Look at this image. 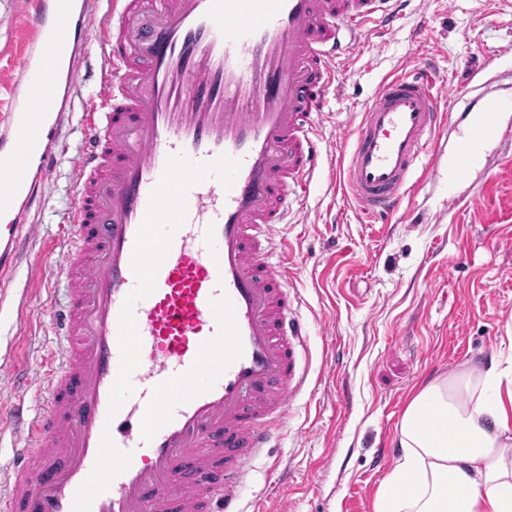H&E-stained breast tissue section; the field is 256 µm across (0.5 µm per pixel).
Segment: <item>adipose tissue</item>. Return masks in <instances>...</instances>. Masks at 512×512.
Returning <instances> with one entry per match:
<instances>
[{"mask_svg":"<svg viewBox=\"0 0 512 512\" xmlns=\"http://www.w3.org/2000/svg\"><path fill=\"white\" fill-rule=\"evenodd\" d=\"M398 443L374 512H512V370L430 380L404 410Z\"/></svg>","mask_w":512,"mask_h":512,"instance_id":"obj_1","label":"adipose tissue"}]
</instances>
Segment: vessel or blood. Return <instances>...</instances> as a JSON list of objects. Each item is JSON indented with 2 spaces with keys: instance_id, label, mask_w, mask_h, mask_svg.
I'll return each instance as SVG.
<instances>
[{
  "instance_id": "vessel-or-blood-1",
  "label": "vessel or blood",
  "mask_w": 512,
  "mask_h": 512,
  "mask_svg": "<svg viewBox=\"0 0 512 512\" xmlns=\"http://www.w3.org/2000/svg\"><path fill=\"white\" fill-rule=\"evenodd\" d=\"M402 0H78L26 18L0 127V288L30 251L28 217L72 119L60 276L65 344L18 431L0 512H259L251 462L311 382L288 242L292 200L322 160L326 93ZM93 37L99 96L73 116L44 54ZM464 126L435 72L389 76L345 140L339 183L363 222L403 211L415 172L456 186L508 137L512 99L481 80Z\"/></svg>"
}]
</instances>
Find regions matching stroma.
<instances>
[{"label":"stroma","mask_w":512,"mask_h":512,"mask_svg":"<svg viewBox=\"0 0 512 512\" xmlns=\"http://www.w3.org/2000/svg\"><path fill=\"white\" fill-rule=\"evenodd\" d=\"M35 0H0V119L22 20ZM433 64L448 88L486 68L512 73V0H405L386 35L358 45L319 128L325 150L339 143L388 76ZM83 138L67 128L56 170L41 187L36 246L17 268L0 307V400L23 394L16 365L36 378L62 337L47 329L49 306L64 307L61 252L52 245L76 198L68 172ZM491 172L459 184L461 204L443 211V183L414 196L409 219L362 223L355 203L334 187L329 168L310 197L294 205L276 239L296 255L300 311L310 326L312 370L322 379L293 403L268 456L253 461L244 499L265 512H373L375 493L399 464L398 424L430 379L461 366L480 372L512 364V141L491 145ZM485 192L479 204L471 197Z\"/></svg>","instance_id":"35a3bbf8"}]
</instances>
